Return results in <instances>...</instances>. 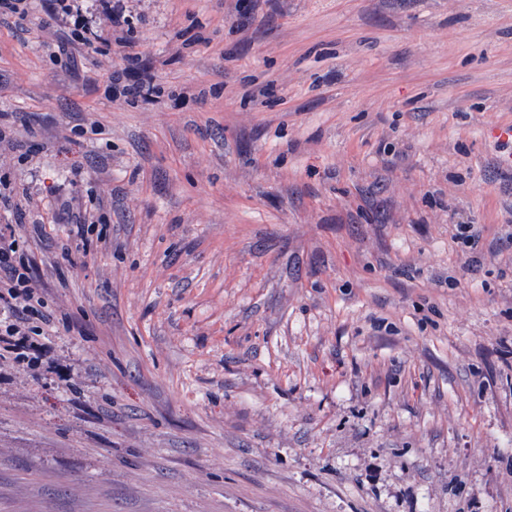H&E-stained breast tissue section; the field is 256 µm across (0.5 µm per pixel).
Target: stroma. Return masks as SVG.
I'll use <instances>...</instances> for the list:
<instances>
[{
  "label": "stroma",
  "instance_id": "1",
  "mask_svg": "<svg viewBox=\"0 0 512 512\" xmlns=\"http://www.w3.org/2000/svg\"><path fill=\"white\" fill-rule=\"evenodd\" d=\"M123 6L76 68L48 0L0 20L71 324L0 357V512H512V0ZM112 85H122L123 94L130 100L146 99L151 97L155 91L153 79L150 75L139 76L134 81H130L128 68L115 69L110 75ZM75 218L76 230H73V238L70 244L61 246L62 258L70 265L78 264V262L85 264V259L90 251L89 247L94 241V235L98 242L106 239L105 224H101V228H98L99 224H86V221L82 220L80 216H75Z\"/></svg>",
  "mask_w": 512,
  "mask_h": 512
}]
</instances>
